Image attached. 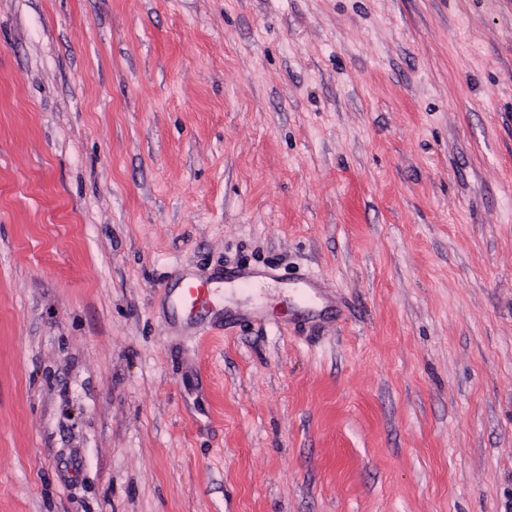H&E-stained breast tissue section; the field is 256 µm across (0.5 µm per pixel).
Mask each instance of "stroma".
<instances>
[{
  "mask_svg": "<svg viewBox=\"0 0 512 512\" xmlns=\"http://www.w3.org/2000/svg\"><path fill=\"white\" fill-rule=\"evenodd\" d=\"M0 512H512V0H0ZM214 282L217 281L183 280L179 294L175 299V305L192 314L197 311L211 309L221 299L219 288H215L212 285Z\"/></svg>",
  "mask_w": 512,
  "mask_h": 512,
  "instance_id": "stroma-1",
  "label": "stroma"
}]
</instances>
